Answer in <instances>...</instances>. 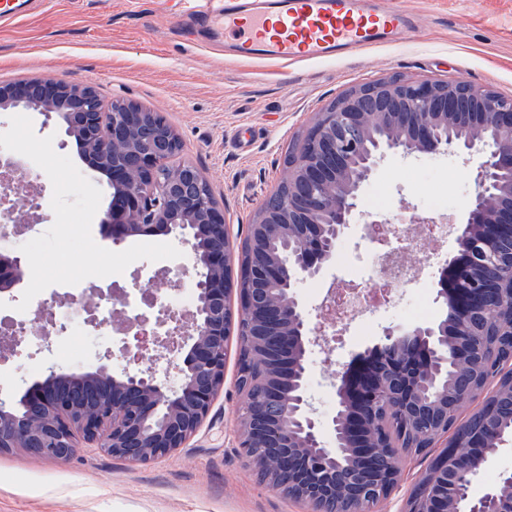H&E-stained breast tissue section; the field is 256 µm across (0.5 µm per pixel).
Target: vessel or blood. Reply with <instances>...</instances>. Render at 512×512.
<instances>
[{
    "mask_svg": "<svg viewBox=\"0 0 512 512\" xmlns=\"http://www.w3.org/2000/svg\"><path fill=\"white\" fill-rule=\"evenodd\" d=\"M245 57L325 59L392 40L410 23L385 0H207L198 12Z\"/></svg>",
    "mask_w": 512,
    "mask_h": 512,
    "instance_id": "1",
    "label": "vessel or blood"
}]
</instances>
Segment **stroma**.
Listing matches in <instances>:
<instances>
[{
  "mask_svg": "<svg viewBox=\"0 0 512 512\" xmlns=\"http://www.w3.org/2000/svg\"><path fill=\"white\" fill-rule=\"evenodd\" d=\"M412 16L411 30L388 44L326 60H247L228 38L211 39L195 26L185 0H30L18 19L0 22V85L20 80H65L94 87L103 103L133 101L161 113L179 134L183 151L173 164L196 166L224 209L233 241H242L261 206L276 191L285 160L320 109L347 89L400 75L413 80L465 81L512 96V0H390ZM34 133L52 137L102 192L91 224L93 240L115 251L102 226L112 188L92 168L73 138L55 122L29 111ZM475 161L452 153L387 157L363 193L378 192L380 214L401 224L411 214L459 218L474 192ZM361 226L339 243L349 267L330 265L298 293L314 308L313 291L353 275L365 262ZM400 310H382L369 333L348 326L311 347L309 385L346 367L380 343L390 326L411 325ZM239 341L230 336L224 389L210 419L185 448L154 462L132 464L107 452L82 449L65 464L17 450L0 454V512H306L262 485L235 448L240 399L234 389ZM82 373L105 365L121 373L119 344L82 329L71 358L52 348L0 360V394L43 380L49 366ZM403 479L377 507L404 512L414 483L430 463L400 454Z\"/></svg>",
  "mask_w": 512,
  "mask_h": 512,
  "instance_id": "stroma-1",
  "label": "stroma"
}]
</instances>
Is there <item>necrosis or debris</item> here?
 Here are the masks:
<instances>
[{"mask_svg": "<svg viewBox=\"0 0 512 512\" xmlns=\"http://www.w3.org/2000/svg\"><path fill=\"white\" fill-rule=\"evenodd\" d=\"M4 172L10 175V193L24 196L33 209H40L45 192L40 174L19 163L12 151L0 149V174ZM380 233L386 234L388 242L384 247L375 248L371 255L368 286L360 293L337 289L334 300L325 308L329 319L338 322L365 319L372 310L397 303L419 276L414 256L419 254L427 258L438 253L440 245L448 240L449 227L426 224L418 234L410 226L400 224H366L362 227L366 240H374ZM84 289L81 283L49 286L31 301L26 311H17L10 305L1 307L0 321L8 322L12 335L25 337L27 345L36 350L41 347L44 336L29 335L28 326L36 315H46L45 336L56 337L59 350H68L75 327L85 321L84 309L76 301ZM192 306L193 295L187 290L180 298L156 301L148 297L145 289H128L118 297L97 303L93 328L98 335L117 336L113 311L118 308L138 327L154 325L156 315H164L163 330L171 333L190 313Z\"/></svg>", "mask_w": 512, "mask_h": 512, "instance_id": "obj_1", "label": "necrosis or debris"}]
</instances>
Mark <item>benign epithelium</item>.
I'll return each instance as SVG.
<instances>
[{
	"instance_id": "obj_1",
	"label": "benign epithelium",
	"mask_w": 512,
	"mask_h": 512,
	"mask_svg": "<svg viewBox=\"0 0 512 512\" xmlns=\"http://www.w3.org/2000/svg\"><path fill=\"white\" fill-rule=\"evenodd\" d=\"M23 107L53 117L95 168L110 177L105 227L116 242L175 233L188 244L196 303L177 342L181 360L169 361L176 384L135 365L119 375L107 366L71 373L50 369L43 380L10 398L0 397V453L21 448L51 462L70 461L94 444L132 463L161 460L194 437L224 388L226 342L241 328L249 339L237 444L255 473L269 455L280 461L276 481L259 478L288 501L325 512H374L401 480L398 464L379 466L375 446L348 455V438H363L368 413L395 417L410 436L444 449L407 500L405 512H512V471L478 496L471 493L491 455L483 433L470 437L458 457L441 378L448 366H467L481 380L483 402L502 396L498 372L474 355L470 341L442 318L433 325L392 327L385 343L357 365L336 374V407L325 421L308 396L310 327L297 288L318 276L336 244L361 214L359 192L388 152L403 158L477 152L476 192L454 226L456 249L440 273L439 296L451 299L456 325L476 313L512 319V269L479 280L475 264L512 265V98L466 83L390 77L339 94L300 141L289 164L301 187L282 206L264 210L234 247L214 196L200 189L202 173L190 164L168 167L183 149L159 114L132 101L103 111L96 90L65 81L29 80L0 87V111ZM168 170H163V167ZM20 200L0 209V233L25 223ZM239 267L233 274V266ZM27 264L0 252V294L26 279ZM500 299L493 303L488 292ZM239 306H231L232 295ZM332 438H324L326 428Z\"/></svg>"
}]
</instances>
